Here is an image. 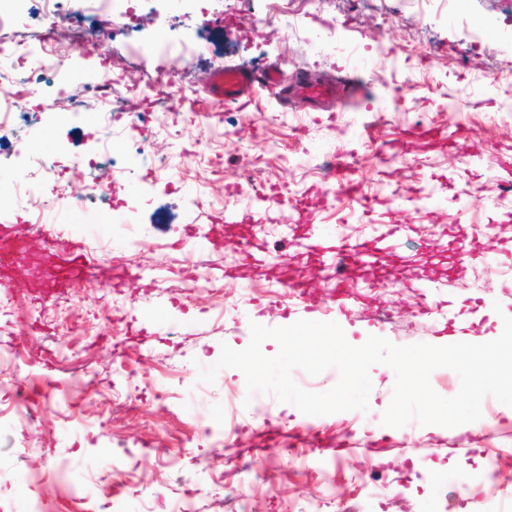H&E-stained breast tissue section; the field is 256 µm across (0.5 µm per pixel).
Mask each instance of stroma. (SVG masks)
I'll return each mask as SVG.
<instances>
[{"instance_id": "1", "label": "stroma", "mask_w": 512, "mask_h": 512, "mask_svg": "<svg viewBox=\"0 0 512 512\" xmlns=\"http://www.w3.org/2000/svg\"><path fill=\"white\" fill-rule=\"evenodd\" d=\"M159 9L166 28L139 25V43L209 45L175 73L178 111L148 87L169 58L138 53L122 36L84 35L66 63L73 94L110 69L123 77L115 97L133 107L114 123L112 203L64 213L60 224L49 223V207L36 220L23 198L0 207V243L23 251L0 269V314L19 320L0 332V512H28L34 497L48 512H88L92 496L120 512H166L182 497L195 512H219L228 487L249 512H512V408L493 397L465 429L388 427L395 374L378 364L368 411L326 415L314 432L274 395L247 402L239 370L197 380L222 345H248L254 322L337 318L355 342L433 344L451 331L438 314L447 308L465 333L498 335L512 316V216L498 200L507 174L496 163L512 157V0H459L454 12L438 0H331L325 15L311 0L203 9L160 0ZM486 21L490 32L475 38ZM227 63L279 69L287 86L305 75L342 83L351 99L311 112L266 91L245 108L218 106L206 85ZM0 97L41 106L48 119L61 112L50 82L8 68ZM142 112L158 172L122 159ZM26 135L66 164L69 191L90 184L78 161L102 148L94 111ZM353 154L369 210L327 191L324 165ZM247 156L260 168L251 186ZM276 196L292 207H276ZM310 222L352 241H393L374 276L349 282L344 309L326 268L295 251ZM488 224L490 238L480 233ZM463 238L476 260L456 259ZM71 244L84 248V278L63 287L39 278ZM285 252L291 264L278 261ZM293 267L308 272L306 300L276 290ZM425 278L436 292L421 288ZM385 309L393 322L377 319ZM268 426L294 444L297 462L263 447Z\"/></svg>"}]
</instances>
